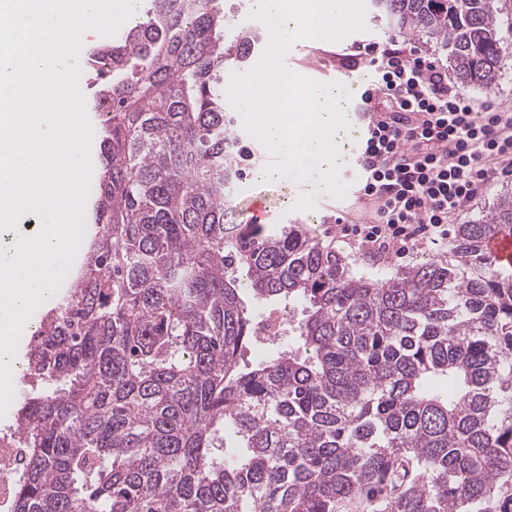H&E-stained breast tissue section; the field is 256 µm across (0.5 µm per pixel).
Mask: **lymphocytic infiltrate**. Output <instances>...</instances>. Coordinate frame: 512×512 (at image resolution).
<instances>
[{"instance_id": "f902f5d3", "label": "lymphocytic infiltrate", "mask_w": 512, "mask_h": 512, "mask_svg": "<svg viewBox=\"0 0 512 512\" xmlns=\"http://www.w3.org/2000/svg\"><path fill=\"white\" fill-rule=\"evenodd\" d=\"M365 56L374 77L365 103L376 120L362 143L357 192L375 210L351 230L374 250L440 247L479 187L512 171V112L492 105L476 122L472 100L435 58L398 40Z\"/></svg>"}]
</instances>
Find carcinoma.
Wrapping results in <instances>:
<instances>
[{"label": "carcinoma", "mask_w": 512, "mask_h": 512, "mask_svg": "<svg viewBox=\"0 0 512 512\" xmlns=\"http://www.w3.org/2000/svg\"><path fill=\"white\" fill-rule=\"evenodd\" d=\"M372 2L460 82H497L495 0ZM242 8L145 0L91 58L92 222L34 313L11 512H512V271L484 248L512 192L448 259L382 278L302 224L243 223L224 71L261 34ZM259 307L273 354L243 364Z\"/></svg>", "instance_id": "1"}]
</instances>
